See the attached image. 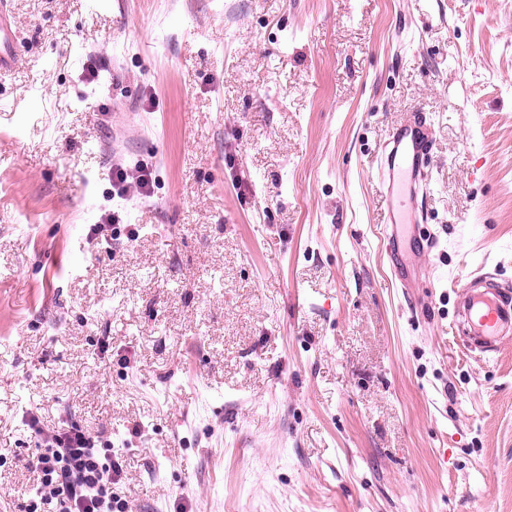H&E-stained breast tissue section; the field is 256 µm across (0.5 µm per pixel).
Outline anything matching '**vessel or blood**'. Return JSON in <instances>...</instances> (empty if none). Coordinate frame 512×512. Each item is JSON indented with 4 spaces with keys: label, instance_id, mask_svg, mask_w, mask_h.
Listing matches in <instances>:
<instances>
[{
    "label": "vessel or blood",
    "instance_id": "vessel-or-blood-1",
    "mask_svg": "<svg viewBox=\"0 0 512 512\" xmlns=\"http://www.w3.org/2000/svg\"><path fill=\"white\" fill-rule=\"evenodd\" d=\"M19 58L16 34L7 4L0 0V73L14 70ZM378 180L387 210L388 239L431 252L438 238L426 225L416 205L430 183L431 144L421 113L412 112L392 127L379 145ZM454 319L461 335L469 337L487 357L497 354L512 336V291L502 288L492 274L472 272L458 291Z\"/></svg>",
    "mask_w": 512,
    "mask_h": 512
}]
</instances>
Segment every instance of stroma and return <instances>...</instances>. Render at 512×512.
<instances>
[{"label": "stroma", "mask_w": 512, "mask_h": 512, "mask_svg": "<svg viewBox=\"0 0 512 512\" xmlns=\"http://www.w3.org/2000/svg\"><path fill=\"white\" fill-rule=\"evenodd\" d=\"M10 8L0 512L33 412L111 441L129 512H512V338L453 327L472 270L512 286V0ZM416 110L439 246L400 288L377 152Z\"/></svg>", "instance_id": "stroma-1"}]
</instances>
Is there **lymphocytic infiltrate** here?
I'll return each instance as SVG.
<instances>
[{"mask_svg": "<svg viewBox=\"0 0 512 512\" xmlns=\"http://www.w3.org/2000/svg\"><path fill=\"white\" fill-rule=\"evenodd\" d=\"M30 467L37 479L28 512H126L112 496L122 465L110 442L76 428L57 430Z\"/></svg>", "mask_w": 512, "mask_h": 512, "instance_id": "obj_1", "label": "lymphocytic infiltrate"}]
</instances>
